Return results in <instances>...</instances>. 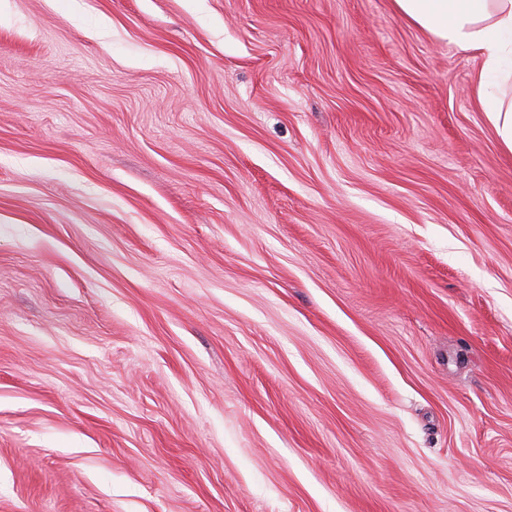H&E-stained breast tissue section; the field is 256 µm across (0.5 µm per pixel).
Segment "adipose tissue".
<instances>
[{
  "instance_id": "obj_1",
  "label": "adipose tissue",
  "mask_w": 512,
  "mask_h": 512,
  "mask_svg": "<svg viewBox=\"0 0 512 512\" xmlns=\"http://www.w3.org/2000/svg\"><path fill=\"white\" fill-rule=\"evenodd\" d=\"M392 7L436 41L478 54L472 91L512 149V0H392Z\"/></svg>"
}]
</instances>
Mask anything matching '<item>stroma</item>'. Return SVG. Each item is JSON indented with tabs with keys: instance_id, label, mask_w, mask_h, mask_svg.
Returning <instances> with one entry per match:
<instances>
[{
	"instance_id": "1",
	"label": "stroma",
	"mask_w": 512,
	"mask_h": 512,
	"mask_svg": "<svg viewBox=\"0 0 512 512\" xmlns=\"http://www.w3.org/2000/svg\"><path fill=\"white\" fill-rule=\"evenodd\" d=\"M391 0H0V512H512V150Z\"/></svg>"
}]
</instances>
